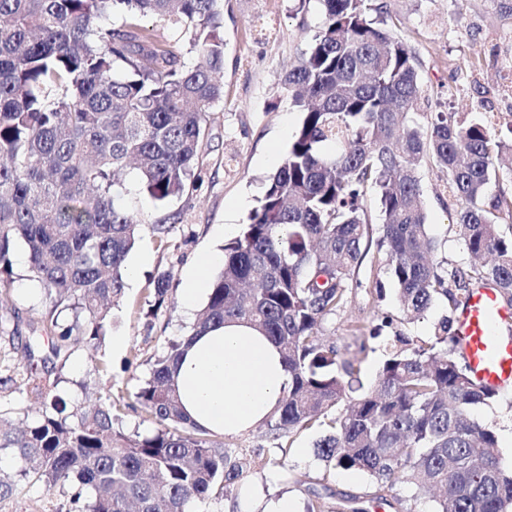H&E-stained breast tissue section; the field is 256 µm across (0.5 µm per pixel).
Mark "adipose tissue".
Returning a JSON list of instances; mask_svg holds the SVG:
<instances>
[{
    "instance_id": "1",
    "label": "adipose tissue",
    "mask_w": 512,
    "mask_h": 512,
    "mask_svg": "<svg viewBox=\"0 0 512 512\" xmlns=\"http://www.w3.org/2000/svg\"><path fill=\"white\" fill-rule=\"evenodd\" d=\"M224 257L210 253L190 266L181 286L186 309L211 288ZM176 382L186 413L199 426L238 434L263 424L277 409L290 378L279 348L241 323L197 337L186 349Z\"/></svg>"
}]
</instances>
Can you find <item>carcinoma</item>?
<instances>
[{"label":"carcinoma","mask_w":512,"mask_h":512,"mask_svg":"<svg viewBox=\"0 0 512 512\" xmlns=\"http://www.w3.org/2000/svg\"><path fill=\"white\" fill-rule=\"evenodd\" d=\"M319 2L322 26L284 78L302 113L288 154L224 245V267L189 335L170 342L132 393L158 428L125 432L110 396L73 408L31 368L0 376V390L41 404L20 429L0 416V449H11L17 475L68 488L78 512H187L191 500L219 496L242 476L221 434L187 418L175 383L190 337L228 320L279 347L290 383L266 425L277 437L322 429L314 444L322 480L336 469L363 472L371 499L394 512H412L394 493L399 483L438 489L433 512H512V461L472 416L498 392L477 385L455 357L452 318L427 341L388 343L366 392L359 369L318 335L351 304L365 261L377 300L383 271L411 319L442 299L457 310L479 285L511 308L512 200L489 191L512 162V143L481 117L438 112L425 129L413 123L418 59L386 6ZM148 16L189 35L202 62L186 66L165 35L142 25ZM223 27V0H0V285L12 281L14 247L24 244L29 278L48 306L39 320L48 357L111 330L143 229L115 203L126 170L160 206L199 179L207 112L223 97ZM425 155L447 175L467 252L490 262L449 269L435 260L418 172ZM369 186L382 216L376 239ZM151 285L157 310L169 274ZM329 498L325 485L308 491L305 512H365L359 496Z\"/></svg>","instance_id":"cac0c4a2"}]
</instances>
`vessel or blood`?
<instances>
[{"label": "vessel or blood", "instance_id": "obj_1", "mask_svg": "<svg viewBox=\"0 0 512 512\" xmlns=\"http://www.w3.org/2000/svg\"><path fill=\"white\" fill-rule=\"evenodd\" d=\"M512 309L501 306L495 289L476 288L460 309L456 337L467 368L476 383L512 390Z\"/></svg>", "mask_w": 512, "mask_h": 512}]
</instances>
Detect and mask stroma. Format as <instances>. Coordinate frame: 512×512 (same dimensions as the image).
<instances>
[{
	"instance_id": "35a3bbf8",
	"label": "stroma",
	"mask_w": 512,
	"mask_h": 512,
	"mask_svg": "<svg viewBox=\"0 0 512 512\" xmlns=\"http://www.w3.org/2000/svg\"><path fill=\"white\" fill-rule=\"evenodd\" d=\"M395 32L419 60L422 87L414 119L427 126L438 112L455 115L482 113L494 116L493 129L503 139L512 138V88L501 89L499 70L512 62V11L504 0H385ZM323 16L318 0H224V97L207 114L208 139L204 145L199 180L165 207L141 191L134 175H127L119 204L147 222L136 247L150 262L138 281L125 289L112 311L113 336L123 337L120 354H113L111 339L100 346L74 349L62 368L50 369L49 378H60V387L72 399L85 392L122 394L123 426L148 433L156 425L135 403L132 392L145 379L152 363L170 341L188 334L193 320L184 311L180 287L192 257L222 251L238 236L257 201L264 178L274 172L288 152L291 136L302 114L281 80L297 65ZM421 187L427 213V231L438 244L443 264L465 265L469 256L456 232L457 203L443 188L445 175L429 161L420 166ZM164 222L167 231L157 235L151 224ZM171 275L166 307L156 317L144 310L150 275ZM360 286L345 311L321 326L325 340L336 343L345 357H361V378L371 384L385 358L384 341L403 333L414 340L432 336L437 321L451 314L446 301H438L422 317L411 320L398 309L394 290L383 301L370 291L369 265L355 274ZM42 309V290L29 280L27 268L15 265L14 278L0 292V375L24 362L32 342L33 324ZM377 327V338L360 339L351 330L354 319ZM480 423L492 427L500 452L512 460V393H504L475 408ZM320 432L301 430L274 438L267 426L228 435L224 447L234 455L269 456L272 448L288 450L287 467H252L233 491L204 501H193L189 512H239L244 494L254 496L256 512H267L281 496L294 499L304 512L307 490L316 486L324 464L316 456ZM17 486L16 494L0 500V512H69L66 489L19 479L11 453L0 449V477Z\"/></svg>"
}]
</instances>
